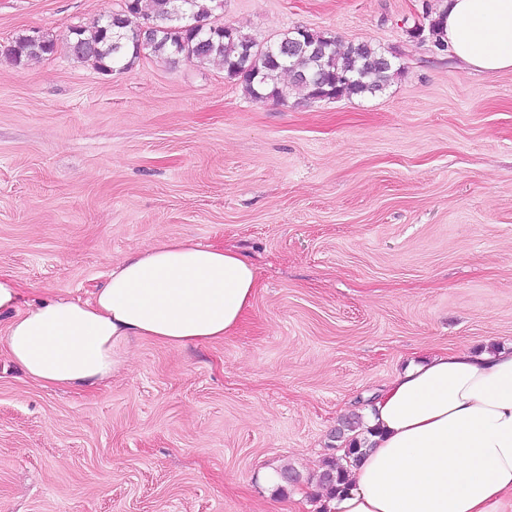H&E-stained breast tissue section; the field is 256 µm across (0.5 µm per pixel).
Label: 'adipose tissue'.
Wrapping results in <instances>:
<instances>
[{
	"mask_svg": "<svg viewBox=\"0 0 512 512\" xmlns=\"http://www.w3.org/2000/svg\"><path fill=\"white\" fill-rule=\"evenodd\" d=\"M445 44L482 72L512 70V0H445ZM255 267L239 253L168 238L112 263L88 298L28 300L0 274L10 361L46 388L102 383L134 338L172 348L233 335ZM371 447L328 512H498L512 497V348L445 350L407 366L371 407Z\"/></svg>",
	"mask_w": 512,
	"mask_h": 512,
	"instance_id": "1",
	"label": "adipose tissue"
}]
</instances>
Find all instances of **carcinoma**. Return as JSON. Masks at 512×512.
I'll return each instance as SVG.
<instances>
[{
    "label": "carcinoma",
    "mask_w": 512,
    "mask_h": 512,
    "mask_svg": "<svg viewBox=\"0 0 512 512\" xmlns=\"http://www.w3.org/2000/svg\"><path fill=\"white\" fill-rule=\"evenodd\" d=\"M218 0L203 5L198 0H129L118 13L97 20L87 29L81 25L69 28L67 47L77 59L92 63L98 70L113 72L116 67H129L141 55L182 57L204 64L220 60L228 77L241 83L245 92L262 99L285 102L286 86L278 77L288 73L292 82L307 90V97L339 99L381 91L400 72L396 66L378 67L374 59L382 50L369 42L352 43L341 51L335 37L300 27L305 42L324 47L321 56L299 50L291 56L274 61L268 57L269 46L259 45L235 27L210 25L207 18ZM191 16L188 27L177 16ZM137 20H147L156 26V36L149 45L141 40ZM253 44L255 53L243 55L244 46ZM55 39L45 36L35 44L27 35L15 40L7 54L16 62L55 53ZM356 426L347 421L336 430L341 442V460L330 461L319 475V483L333 495L344 489L351 468L367 451L369 439L354 435Z\"/></svg>",
    "instance_id": "obj_1"
}]
</instances>
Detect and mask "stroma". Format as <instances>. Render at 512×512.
<instances>
[{
  "label": "stroma",
  "mask_w": 512,
  "mask_h": 512,
  "mask_svg": "<svg viewBox=\"0 0 512 512\" xmlns=\"http://www.w3.org/2000/svg\"><path fill=\"white\" fill-rule=\"evenodd\" d=\"M124 0H0V273L88 297L163 238L233 249L238 331L147 339L105 384L46 389L0 355V512H319L338 423L412 360L512 345V70L415 39L438 0H224L266 43L303 26L401 72L374 95L259 100L221 64L106 73L68 29ZM54 55L14 62L32 30Z\"/></svg>",
  "instance_id": "35a3bbf8"
}]
</instances>
